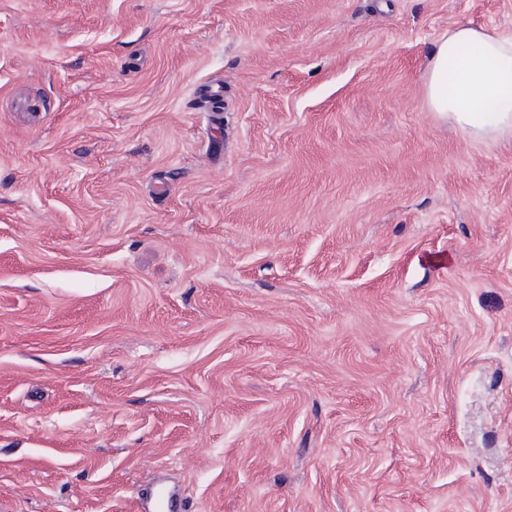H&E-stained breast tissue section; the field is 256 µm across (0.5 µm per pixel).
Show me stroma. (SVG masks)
Masks as SVG:
<instances>
[{
    "mask_svg": "<svg viewBox=\"0 0 512 512\" xmlns=\"http://www.w3.org/2000/svg\"><path fill=\"white\" fill-rule=\"evenodd\" d=\"M459 24L512 0H0V512H512Z\"/></svg>",
    "mask_w": 512,
    "mask_h": 512,
    "instance_id": "1",
    "label": "stroma"
}]
</instances>
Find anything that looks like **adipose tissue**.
<instances>
[{"instance_id":"obj_1","label":"adipose tissue","mask_w":512,"mask_h":512,"mask_svg":"<svg viewBox=\"0 0 512 512\" xmlns=\"http://www.w3.org/2000/svg\"><path fill=\"white\" fill-rule=\"evenodd\" d=\"M429 111L474 139L512 131V36L460 25L443 35L423 77Z\"/></svg>"}]
</instances>
